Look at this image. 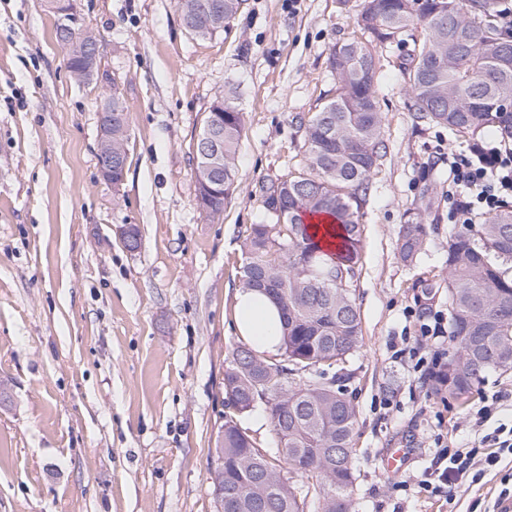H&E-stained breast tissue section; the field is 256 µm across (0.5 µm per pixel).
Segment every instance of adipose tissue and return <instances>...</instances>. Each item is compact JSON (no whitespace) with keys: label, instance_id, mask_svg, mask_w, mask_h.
I'll list each match as a JSON object with an SVG mask.
<instances>
[{"label":"adipose tissue","instance_id":"ef3b65f1","mask_svg":"<svg viewBox=\"0 0 512 512\" xmlns=\"http://www.w3.org/2000/svg\"><path fill=\"white\" fill-rule=\"evenodd\" d=\"M233 328L257 351L274 354L281 346L282 319L276 304L266 293L248 288L237 292Z\"/></svg>","mask_w":512,"mask_h":512}]
</instances>
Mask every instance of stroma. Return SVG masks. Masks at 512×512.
<instances>
[{"instance_id": "35a3bbf8", "label": "stroma", "mask_w": 512, "mask_h": 512, "mask_svg": "<svg viewBox=\"0 0 512 512\" xmlns=\"http://www.w3.org/2000/svg\"><path fill=\"white\" fill-rule=\"evenodd\" d=\"M361 0H244L217 34L183 26L177 0H75L129 118L126 174L101 178L102 93L79 81L45 0H0V512H216L212 472L225 421L273 447L265 404L236 410L224 374L242 341L231 323L243 244L267 219L264 189L302 166L300 124L331 96L329 48L352 36ZM396 56L377 89L388 149L361 210L354 295L364 342L333 379L359 410L354 512H495L512 457L479 484L433 496L417 478L436 435L473 439L512 421V368L487 373L468 403L394 360L415 337L420 277L447 315V154L464 137L417 124ZM243 114L238 173L224 212L196 204L193 148L220 98ZM435 204L416 265L396 243L424 183ZM139 230L129 251L120 226ZM390 448L409 460L386 474Z\"/></svg>"}]
</instances>
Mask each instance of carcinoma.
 Returning a JSON list of instances; mask_svg holds the SVG:
<instances>
[{"label": "carcinoma", "instance_id": "1", "mask_svg": "<svg viewBox=\"0 0 512 512\" xmlns=\"http://www.w3.org/2000/svg\"><path fill=\"white\" fill-rule=\"evenodd\" d=\"M243 0H178L192 34L206 38L231 20ZM496 0H363L354 35L329 48L332 97L303 125L304 165L264 190L273 221L254 224L244 243L243 286L269 294L282 318L281 358L251 347L233 353L224 392L241 408L251 395L272 401L276 455L259 447L232 420L216 448L215 473L224 487L223 512H353L352 466L358 409L323 382L362 344L352 284L357 275L362 225L372 178L387 155L376 91L375 47L414 48L401 57L409 109L417 121L476 137L494 126L512 134V36L488 21ZM421 37H415V31ZM207 116L222 125L224 197L202 199L216 218L231 195L243 135L239 112ZM433 206L430 185L402 226L397 252L413 264L423 252ZM305 214L327 215L341 230L345 253L322 257ZM512 207L448 232L447 370L439 379L448 397L468 401L487 372L512 368ZM303 380L288 388L284 371ZM301 482L292 480V475Z\"/></svg>", "mask_w": 512, "mask_h": 512}]
</instances>
